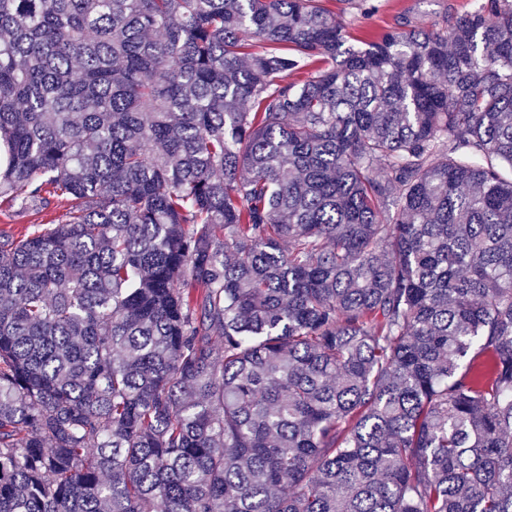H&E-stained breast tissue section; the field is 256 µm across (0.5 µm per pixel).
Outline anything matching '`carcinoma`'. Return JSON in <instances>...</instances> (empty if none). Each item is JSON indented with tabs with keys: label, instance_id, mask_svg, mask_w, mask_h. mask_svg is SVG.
Masks as SVG:
<instances>
[{
	"label": "carcinoma",
	"instance_id": "carcinoma-1",
	"mask_svg": "<svg viewBox=\"0 0 512 512\" xmlns=\"http://www.w3.org/2000/svg\"><path fill=\"white\" fill-rule=\"evenodd\" d=\"M0 0V512H512V0ZM362 9H345L344 2L331 0L328 8L336 12L346 32L353 37L376 36L406 17L419 25L441 22L443 17L471 9L476 0H367ZM373 9H366L373 7ZM51 204L40 212L27 211L15 213L13 209L0 206V228L10 230L17 235L25 234L34 224H44L65 214L69 208L64 200L50 199Z\"/></svg>",
	"mask_w": 512,
	"mask_h": 512
}]
</instances>
